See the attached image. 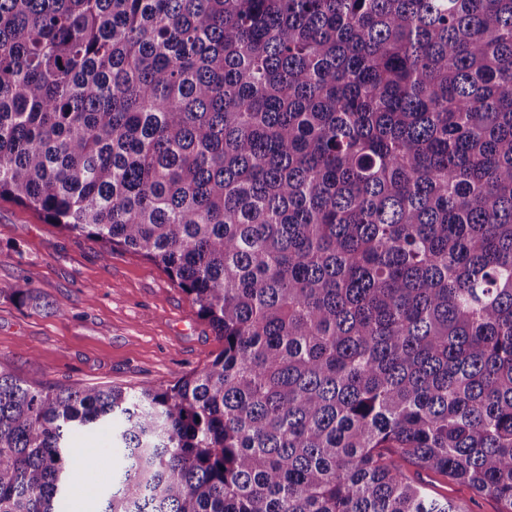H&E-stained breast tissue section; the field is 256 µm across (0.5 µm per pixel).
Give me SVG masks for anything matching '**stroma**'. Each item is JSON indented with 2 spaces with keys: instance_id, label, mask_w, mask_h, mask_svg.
Segmentation results:
<instances>
[{
  "instance_id": "35a3bbf8",
  "label": "stroma",
  "mask_w": 512,
  "mask_h": 512,
  "mask_svg": "<svg viewBox=\"0 0 512 512\" xmlns=\"http://www.w3.org/2000/svg\"><path fill=\"white\" fill-rule=\"evenodd\" d=\"M17 288L35 289L51 309L20 306L12 296ZM223 347L187 294L154 262L123 248L103 255L95 240L0 199V362L16 375L70 388L139 390L202 367ZM114 432L103 423L74 436L76 457L95 465L74 475L64 512H73L71 503L79 498L99 512L123 460ZM407 474L470 512H498L494 499L467 486L413 466Z\"/></svg>"
}]
</instances>
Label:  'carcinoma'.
Instances as JSON below:
<instances>
[{
    "label": "carcinoma",
    "instance_id": "1",
    "mask_svg": "<svg viewBox=\"0 0 512 512\" xmlns=\"http://www.w3.org/2000/svg\"><path fill=\"white\" fill-rule=\"evenodd\" d=\"M155 262L224 348L170 384L0 362V512H512V0H0V199ZM23 306L49 303L30 288ZM115 430V424L111 426L103 423L89 433L74 436L72 445L75 448L76 457L94 460L96 464L91 469L82 468L74 475L66 496L69 506L62 512H74L73 502L82 497V500L92 504V508H89L90 512H97L100 509L102 493L112 486V477L115 476V471L123 460V448H113ZM108 448H112V466L106 456ZM408 476L433 495L448 496V499L469 506L470 512H497L498 503L488 497L476 496L470 488L461 484L448 483L433 472H419L414 466H407Z\"/></svg>",
    "mask_w": 512,
    "mask_h": 512
}]
</instances>
